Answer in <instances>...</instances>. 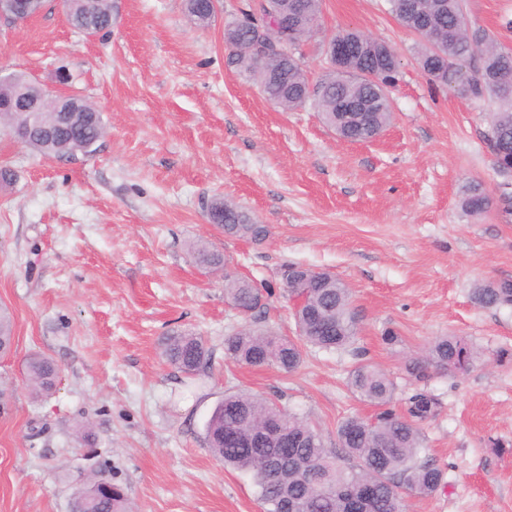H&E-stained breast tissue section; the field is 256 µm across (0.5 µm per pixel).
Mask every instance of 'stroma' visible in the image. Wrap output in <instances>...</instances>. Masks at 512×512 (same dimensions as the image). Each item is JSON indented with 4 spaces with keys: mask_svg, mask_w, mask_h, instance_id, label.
I'll use <instances>...</instances> for the list:
<instances>
[{
    "mask_svg": "<svg viewBox=\"0 0 512 512\" xmlns=\"http://www.w3.org/2000/svg\"><path fill=\"white\" fill-rule=\"evenodd\" d=\"M109 34L67 23L58 3L26 24L0 26V70L22 71L63 93L58 69L101 111L106 134L79 163L40 155L0 132V307L14 345L0 357V512H72L85 479L123 487L134 512H267L250 473L230 469L205 443L224 396H277L335 445L336 428L374 407L348 389L364 359L394 379V407L424 388L441 402L423 423L443 472L409 512H512V309L473 305L475 285L512 281V173L490 145L487 97L430 84L420 40L387 0H323L317 33L302 47L317 81L327 46L344 29L384 40L400 67L389 90L394 121L368 143L339 139L313 104L283 111L228 66L224 24L243 0H223L197 27L183 0H115ZM472 26L512 47V0H466ZM478 183L492 205L462 209ZM224 197L269 234L227 238L205 220ZM205 240L230 272L273 285L253 327L292 337L279 289L288 263L330 271L360 315L353 349L308 350L286 373L232 362L224 338L242 325L224 298V275L200 267ZM174 330L202 334L213 369L188 379L160 355ZM398 335L394 344L385 331ZM455 336L476 359L464 373L407 371L438 337ZM34 352L60 368L50 395L33 398L23 372Z\"/></svg>",
    "mask_w": 512,
    "mask_h": 512,
    "instance_id": "stroma-1",
    "label": "stroma"
}]
</instances>
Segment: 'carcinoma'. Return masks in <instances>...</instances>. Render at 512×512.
Segmentation results:
<instances>
[{"label": "carcinoma", "mask_w": 512, "mask_h": 512, "mask_svg": "<svg viewBox=\"0 0 512 512\" xmlns=\"http://www.w3.org/2000/svg\"><path fill=\"white\" fill-rule=\"evenodd\" d=\"M390 11L402 27L416 34L421 43L419 65L430 83H455L465 96H488L498 103L491 116V142L495 164L502 172H512V48L501 44L484 29L466 24L459 28L458 18L466 17L464 0H417L419 12L402 11L399 0H388ZM289 12L306 20H318L322 0H283ZM87 0H76L65 11L68 24L92 37L112 28V0H98L87 12ZM185 10L201 27L213 18L208 0H185ZM353 41L351 54L327 69L318 80L322 90L314 104L322 121L341 128L352 142H369L393 120L390 101L377 97L376 86L351 78L360 70L375 72L382 83H395L399 60L386 42L359 30L343 31ZM257 32L233 21L224 27L227 63L264 85L267 100L284 110L306 104L309 81L298 50L278 60H257L237 54L231 47L251 42ZM44 100L40 122L30 112L0 114V124L24 145L46 156L74 158L90 152L89 146L104 136L105 126L98 109L77 94L67 99L75 103L70 113L72 133L48 144L42 140V128L59 119L54 112L55 98L41 91ZM374 98L371 111L353 123L339 112L344 98ZM491 206L490 197L478 185L468 189L464 207L471 214H483ZM210 224L228 225V233L238 238L262 240L266 226L257 223L245 209L222 197L210 201L206 209ZM193 251L199 263L224 272V293L237 307L250 313L260 308V299L270 289L224 271V255L204 243ZM472 302L481 308L512 307V283L502 281L473 289ZM297 336L290 339L271 330L247 329L224 338L225 354L237 364L263 367L276 365L294 372L303 363L305 347L345 350L359 332V321L351 311V295L346 285L334 276H324L306 293L304 303L294 315ZM13 340V319L0 309V348L6 350ZM162 354L166 362L190 379L207 375L212 366V351L207 340L195 332H173L163 337ZM472 349L455 336H443L414 359L408 371L420 375L427 367L457 372L470 367ZM25 377L37 396L56 387L58 367L41 353L29 355ZM348 385L353 394L379 412L372 419L350 416L336 428V450L327 448L322 434L306 419L287 412L276 401L250 393L224 396L205 425V441L224 466L250 473L261 501L268 512H405L409 496H429L442 484V470L423 455L424 436L420 424L433 418L438 400L428 391L408 398L406 413L392 408L393 380L380 368L359 362L350 371ZM284 421L290 441L277 448L260 444L255 431L263 424ZM76 512H131L124 489L105 485L97 475L90 477L77 492Z\"/></svg>", "instance_id": "cac0c4a2"}]
</instances>
